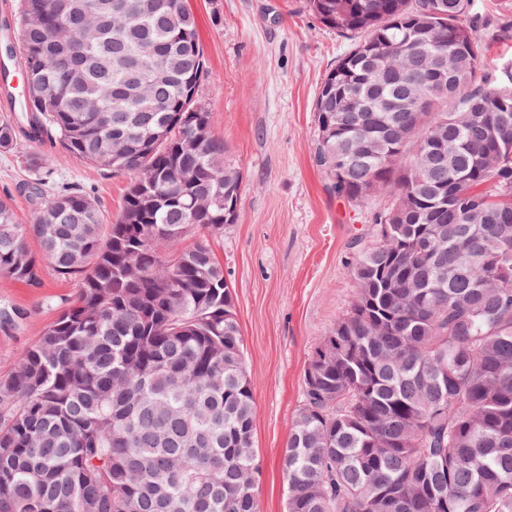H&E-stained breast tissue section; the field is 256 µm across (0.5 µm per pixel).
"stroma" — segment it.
I'll return each mask as SVG.
<instances>
[{"mask_svg": "<svg viewBox=\"0 0 512 512\" xmlns=\"http://www.w3.org/2000/svg\"><path fill=\"white\" fill-rule=\"evenodd\" d=\"M489 62L512 61V6L480 0ZM197 20L206 69L198 98L214 135L243 180L235 223L212 248L224 267L254 387L253 446L261 464V512H285L281 462L302 403L305 363L354 295L348 264L355 242L371 243L374 218L393 196L381 191L360 205L337 197L313 161L319 88L350 42L308 12L305 0H188ZM56 158L48 178L91 194L106 219L118 214L128 174H113L62 152L20 142L0 152V194L12 197L21 222L40 202L21 193L35 178L34 149ZM79 283L44 269L39 285L0 278V376L73 298Z\"/></svg>", "mask_w": 512, "mask_h": 512, "instance_id": "1", "label": "stroma"}]
</instances>
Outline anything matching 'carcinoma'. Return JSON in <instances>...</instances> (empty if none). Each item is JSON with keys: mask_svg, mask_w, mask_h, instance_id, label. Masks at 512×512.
<instances>
[{"mask_svg": "<svg viewBox=\"0 0 512 512\" xmlns=\"http://www.w3.org/2000/svg\"><path fill=\"white\" fill-rule=\"evenodd\" d=\"M130 2L21 0L3 63L30 95L1 152L51 137L134 179L109 224L81 189L27 224L0 198V277L79 281L0 379V512H260L253 383L211 246L242 174L212 133L194 142L212 114L187 0ZM307 7L353 40L316 98L315 163L355 205L393 201L304 367L286 512H512V79L483 66L474 0Z\"/></svg>", "mask_w": 512, "mask_h": 512, "instance_id": "obj_1", "label": "carcinoma"}]
</instances>
